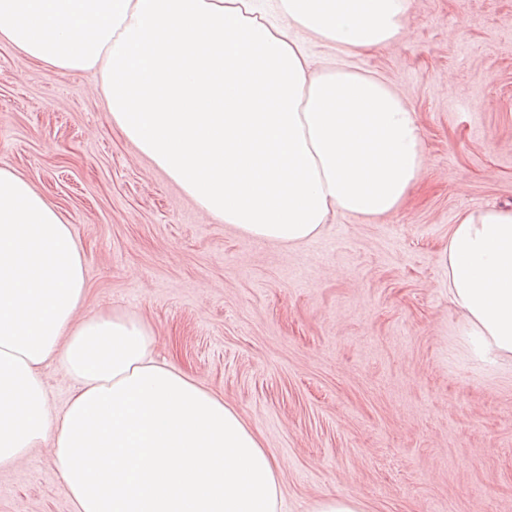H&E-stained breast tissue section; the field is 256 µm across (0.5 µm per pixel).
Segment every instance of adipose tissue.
<instances>
[{"mask_svg": "<svg viewBox=\"0 0 512 512\" xmlns=\"http://www.w3.org/2000/svg\"><path fill=\"white\" fill-rule=\"evenodd\" d=\"M0 0V43L99 81L113 127L192 199L276 243L331 215L396 212L425 167L423 132L387 81L313 69L293 33L370 52L409 0ZM448 296L467 353L512 363V207L461 212ZM84 257L58 209L0 166V468L45 440L75 512H282L278 462L230 404L156 351L145 320L78 318ZM76 387L51 419L42 367Z\"/></svg>", "mask_w": 512, "mask_h": 512, "instance_id": "1", "label": "adipose tissue"}]
</instances>
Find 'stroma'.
<instances>
[{"instance_id": "stroma-1", "label": "stroma", "mask_w": 512, "mask_h": 512, "mask_svg": "<svg viewBox=\"0 0 512 512\" xmlns=\"http://www.w3.org/2000/svg\"><path fill=\"white\" fill-rule=\"evenodd\" d=\"M407 24L370 54L299 34L313 68L405 97L426 164L391 216L338 214L295 246L202 213L113 129L94 77L0 44V166L70 225L82 314L149 322L262 436L294 512L327 491L367 512H512V365L465 357L445 256L460 212L512 205V0H410ZM0 512H74L49 444L0 470Z\"/></svg>"}]
</instances>
